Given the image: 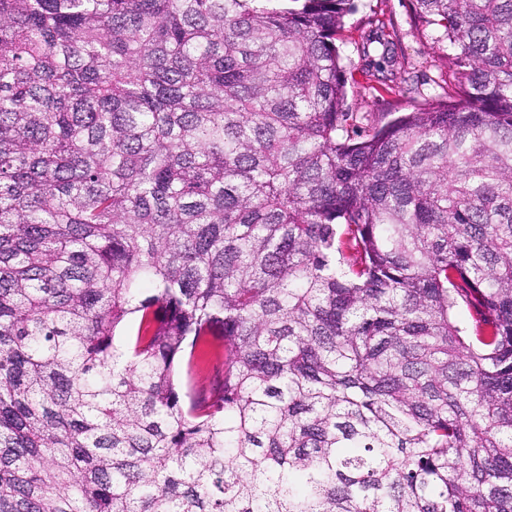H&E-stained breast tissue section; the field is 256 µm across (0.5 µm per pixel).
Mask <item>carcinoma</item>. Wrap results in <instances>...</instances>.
Masks as SVG:
<instances>
[{"instance_id":"1","label":"carcinoma","mask_w":512,"mask_h":512,"mask_svg":"<svg viewBox=\"0 0 512 512\" xmlns=\"http://www.w3.org/2000/svg\"><path fill=\"white\" fill-rule=\"evenodd\" d=\"M409 3L375 123L357 0H0V512H512V0ZM357 3L358 10L346 19V26L351 27L350 30L356 40L360 35L377 30L379 34H383V38L393 42L390 44L392 54L409 72H413L411 76H417L414 77L413 86L416 87L418 81L421 94L417 90L404 96L398 92L395 94L394 91L386 93L375 83H366L361 72L356 70L355 77L360 83H349L350 111L367 113L375 119L383 113L409 110L413 105L423 102V94L441 93L442 90L435 82L444 85L442 80H448V70L444 61L437 55V47L411 26L408 0H361ZM381 21L384 22L385 28L378 29L381 27ZM380 30H383V33Z\"/></svg>"}]
</instances>
